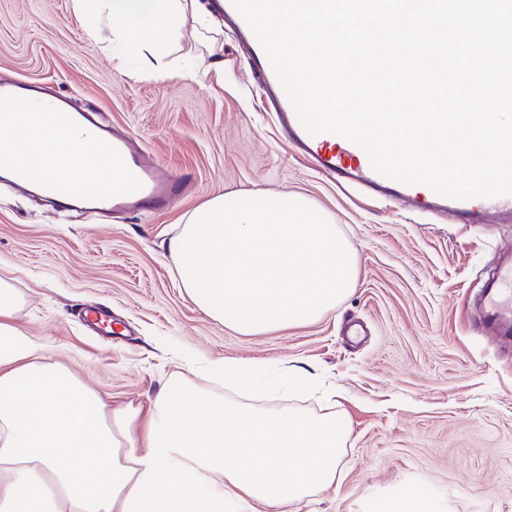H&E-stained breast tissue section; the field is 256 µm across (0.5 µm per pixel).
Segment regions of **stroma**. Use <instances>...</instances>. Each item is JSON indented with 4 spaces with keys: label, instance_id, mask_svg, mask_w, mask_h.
<instances>
[{
    "label": "stroma",
    "instance_id": "1",
    "mask_svg": "<svg viewBox=\"0 0 512 512\" xmlns=\"http://www.w3.org/2000/svg\"><path fill=\"white\" fill-rule=\"evenodd\" d=\"M72 0H0V82H31L93 105L188 186L169 207L123 216L0 183V276L20 297L13 322L87 386L148 407L161 383L198 367L307 368L293 405L335 408L348 438L337 487L290 512H362L399 484L424 483L446 512H512V348L473 302L495 258L512 253V216L460 224L409 202L336 186L292 152L232 29L223 76H142L86 33ZM304 195L358 258L353 292L314 322L245 335L185 295L165 242L218 193Z\"/></svg>",
    "mask_w": 512,
    "mask_h": 512
}]
</instances>
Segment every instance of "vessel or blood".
<instances>
[{"mask_svg": "<svg viewBox=\"0 0 512 512\" xmlns=\"http://www.w3.org/2000/svg\"><path fill=\"white\" fill-rule=\"evenodd\" d=\"M255 69L273 99L276 119L289 144L311 158L317 169L341 185L359 186L377 194L405 198L416 208L440 207L449 214L479 224L492 215H512V196L457 200L440 196L424 185H405L375 172L365 151L349 140L332 133L309 135L288 101L262 47H255ZM24 98L17 85L0 84V153L8 161L7 181L15 188L27 190L44 177H51L57 188L91 213L115 214L135 209H159L169 206L180 194L181 181L146 159L131 136L100 125L94 112L81 113L83 124L97 126L100 136L93 138L95 155L108 158L116 181L111 191H103L93 170L96 162L87 160L77 167L63 166L48 174L45 163L28 155V129L14 122L13 110ZM35 111L50 113L53 124H70L73 117L69 100L64 96L39 95L31 100ZM480 312L484 328L506 345H512V256L498 261L494 275L483 288Z\"/></svg>", "mask_w": 512, "mask_h": 512, "instance_id": "vessel-or-blood-1", "label": "vessel or blood"}]
</instances>
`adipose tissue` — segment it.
I'll use <instances>...</instances> for the list:
<instances>
[{"instance_id":"ef3b65f1","label":"adipose tissue","mask_w":512,"mask_h":512,"mask_svg":"<svg viewBox=\"0 0 512 512\" xmlns=\"http://www.w3.org/2000/svg\"><path fill=\"white\" fill-rule=\"evenodd\" d=\"M105 18L144 74L169 77L202 0H73ZM18 297L0 277V512H285L336 487L347 433L333 412L265 408L308 372L268 377L225 365V394L180 382L151 407L112 404L12 321ZM426 488H394L364 512H440Z\"/></svg>"}]
</instances>
